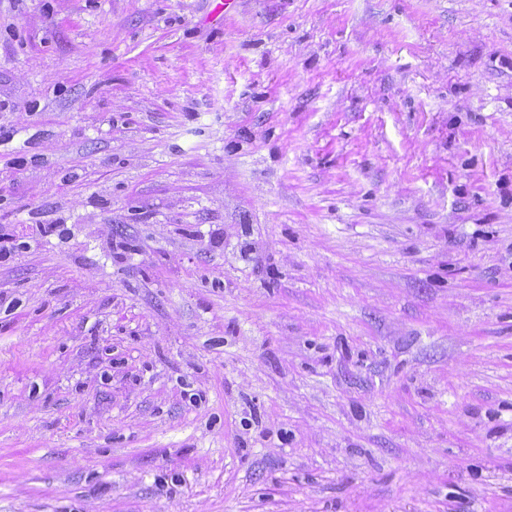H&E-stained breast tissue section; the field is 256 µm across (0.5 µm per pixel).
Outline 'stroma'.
<instances>
[{"instance_id":"obj_1","label":"stroma","mask_w":512,"mask_h":512,"mask_svg":"<svg viewBox=\"0 0 512 512\" xmlns=\"http://www.w3.org/2000/svg\"><path fill=\"white\" fill-rule=\"evenodd\" d=\"M0 0V512H512V0Z\"/></svg>"}]
</instances>
